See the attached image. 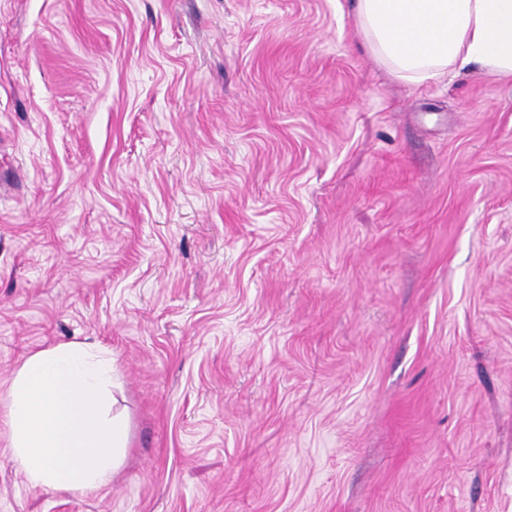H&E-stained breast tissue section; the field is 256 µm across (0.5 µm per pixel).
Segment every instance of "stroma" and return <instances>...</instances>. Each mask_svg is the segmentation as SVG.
Wrapping results in <instances>:
<instances>
[{
    "label": "stroma",
    "mask_w": 512,
    "mask_h": 512,
    "mask_svg": "<svg viewBox=\"0 0 512 512\" xmlns=\"http://www.w3.org/2000/svg\"><path fill=\"white\" fill-rule=\"evenodd\" d=\"M353 0H0V512H512V83L406 84ZM129 448L29 482L31 354ZM112 362L70 342L30 355L13 378L5 425L27 479L55 491L92 493L112 481L129 431L107 408Z\"/></svg>",
    "instance_id": "stroma-1"
}]
</instances>
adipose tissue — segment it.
I'll return each mask as SVG.
<instances>
[{"instance_id":"adipose-tissue-1","label":"adipose tissue","mask_w":512,"mask_h":512,"mask_svg":"<svg viewBox=\"0 0 512 512\" xmlns=\"http://www.w3.org/2000/svg\"><path fill=\"white\" fill-rule=\"evenodd\" d=\"M361 40L395 78L420 85L474 67L512 80V0H356ZM112 362L84 344L37 351L11 385L5 425L27 479L92 493L122 464L129 431L107 408Z\"/></svg>"}]
</instances>
